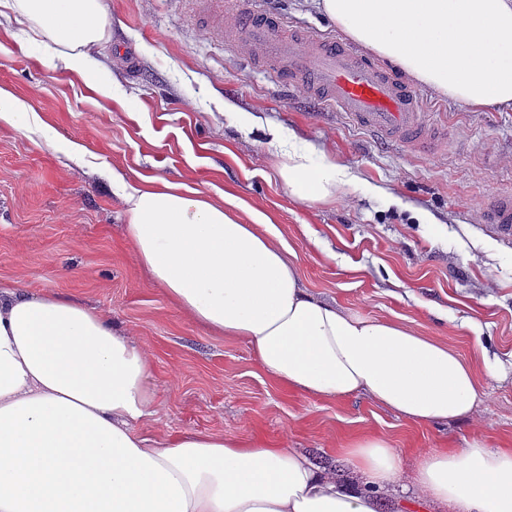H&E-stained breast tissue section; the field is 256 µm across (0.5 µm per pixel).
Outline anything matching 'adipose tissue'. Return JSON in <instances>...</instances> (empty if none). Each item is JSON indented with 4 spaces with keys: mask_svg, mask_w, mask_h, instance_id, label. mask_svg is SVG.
Wrapping results in <instances>:
<instances>
[{
    "mask_svg": "<svg viewBox=\"0 0 512 512\" xmlns=\"http://www.w3.org/2000/svg\"><path fill=\"white\" fill-rule=\"evenodd\" d=\"M349 39L418 83L473 109L512 107V0H314ZM62 47L95 85L111 22L102 0H0V17ZM282 144L280 177L302 201L360 179L312 145ZM127 237L151 283L212 334L244 341L282 389L326 400L362 395L407 422L471 414L475 368L454 349L388 319L313 297L271 221L237 215L232 194L205 197L161 177L113 174ZM156 392L147 347L104 313L60 296L0 290V512H379L401 451L382 434L342 445L360 489L287 446L217 433L144 437ZM416 498L456 512H512V448L481 439L418 455Z\"/></svg>",
    "mask_w": 512,
    "mask_h": 512,
    "instance_id": "1",
    "label": "adipose tissue"
}]
</instances>
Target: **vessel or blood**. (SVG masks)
Listing matches in <instances>:
<instances>
[{"instance_id": "obj_1", "label": "vessel or blood", "mask_w": 512, "mask_h": 512, "mask_svg": "<svg viewBox=\"0 0 512 512\" xmlns=\"http://www.w3.org/2000/svg\"><path fill=\"white\" fill-rule=\"evenodd\" d=\"M198 2L223 24L226 42L244 44L251 63L264 64L282 83L306 85L317 104L336 106L385 143H410L424 153L442 138L417 93L355 47L311 31L284 30L260 0H240L228 11L220 0ZM483 214L499 237L512 240V189L493 195Z\"/></svg>"}]
</instances>
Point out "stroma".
<instances>
[{"mask_svg": "<svg viewBox=\"0 0 512 512\" xmlns=\"http://www.w3.org/2000/svg\"><path fill=\"white\" fill-rule=\"evenodd\" d=\"M102 2L112 40L96 59L108 96L59 61V46L0 20V86L42 123L35 132L0 125V285L56 291L147 344L156 401L139 425L146 436L260 437L342 476L348 435L389 436L404 454L400 483L380 494L382 512H421L420 451L475 438L512 444V241L481 222L488 199L512 187V109L474 110L417 86L448 129L424 155L318 106L303 86L283 91L260 65L244 68L243 48L221 42L187 0ZM267 2L285 28L342 36L311 0ZM233 112L247 113L252 131L231 123ZM271 125L324 149L370 191L340 189L321 203L292 197ZM114 170L213 199L234 194L272 219L315 298L408 325L467 360L486 349L504 373L483 379L470 417L424 426L362 396L282 390L246 343L207 333L150 283L125 233Z\"/></svg>", "mask_w": 512, "mask_h": 512, "instance_id": "stroma-1", "label": "stroma"}]
</instances>
